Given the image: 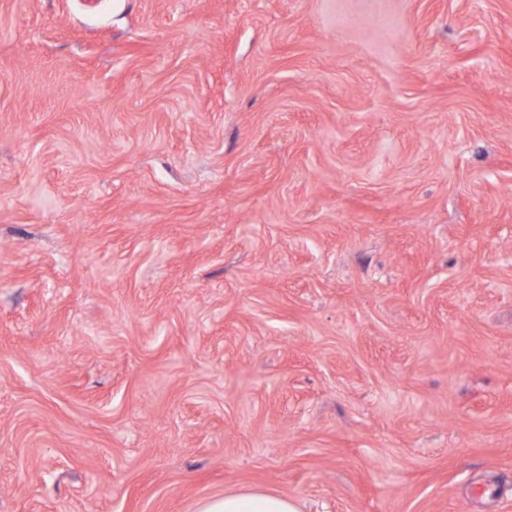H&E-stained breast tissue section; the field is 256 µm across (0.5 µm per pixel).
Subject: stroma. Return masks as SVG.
Segmentation results:
<instances>
[{"label": "stroma", "mask_w": 512, "mask_h": 512, "mask_svg": "<svg viewBox=\"0 0 512 512\" xmlns=\"http://www.w3.org/2000/svg\"><path fill=\"white\" fill-rule=\"evenodd\" d=\"M512 512V0H0V512ZM195 512H301L297 501L274 491L242 490L206 498Z\"/></svg>", "instance_id": "obj_1"}]
</instances>
